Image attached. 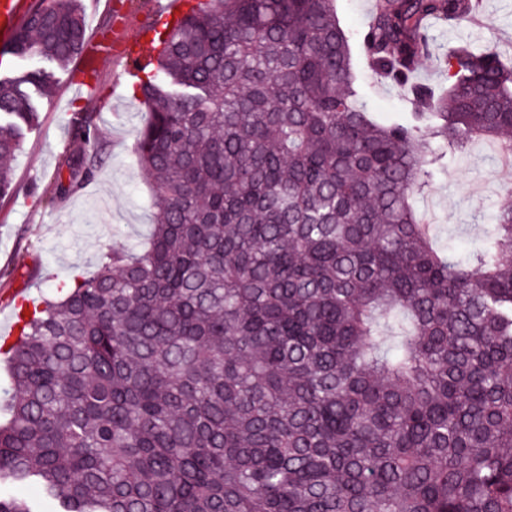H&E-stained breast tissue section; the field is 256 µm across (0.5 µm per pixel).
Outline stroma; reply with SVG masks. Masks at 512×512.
<instances>
[{"instance_id": "obj_1", "label": "stroma", "mask_w": 512, "mask_h": 512, "mask_svg": "<svg viewBox=\"0 0 512 512\" xmlns=\"http://www.w3.org/2000/svg\"><path fill=\"white\" fill-rule=\"evenodd\" d=\"M87 35L112 38L162 24L155 0H121L112 12L108 0H84ZM444 47L496 48L512 65V0H484L478 21L454 31L432 25ZM370 111L392 116L411 111L403 87L378 79L361 54L353 56ZM48 70L50 94L37 100L39 124L29 133L12 163L13 193L0 199V302L16 291L34 299L46 296L58 282L94 269L103 253L117 246L143 244L153 220L150 188L133 153L137 129L146 109L133 93L137 65L124 55L107 59L98 75L95 98L81 97L68 71L46 66L37 58L14 59L8 77ZM91 117L104 144L94 178L76 193L51 202L60 156L73 130L71 113ZM498 149L473 145L470 152L435 176L415 205L436 226L440 245L467 253L479 246L484 228L494 223L506 200L507 176L500 172Z\"/></svg>"}]
</instances>
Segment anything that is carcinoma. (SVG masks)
<instances>
[{"label":"carcinoma","instance_id":"1","mask_svg":"<svg viewBox=\"0 0 512 512\" xmlns=\"http://www.w3.org/2000/svg\"><path fill=\"white\" fill-rule=\"evenodd\" d=\"M155 32L133 152L146 245L17 313L0 400V512H512V202L481 245H435L413 206L479 140L512 134V68L439 55L481 0H375L361 54L414 111L365 105L334 0H187ZM87 51L82 0H36L10 52ZM442 57L448 88L413 80ZM0 77L7 162L39 122ZM56 199L102 141L72 118Z\"/></svg>","mask_w":512,"mask_h":512}]
</instances>
